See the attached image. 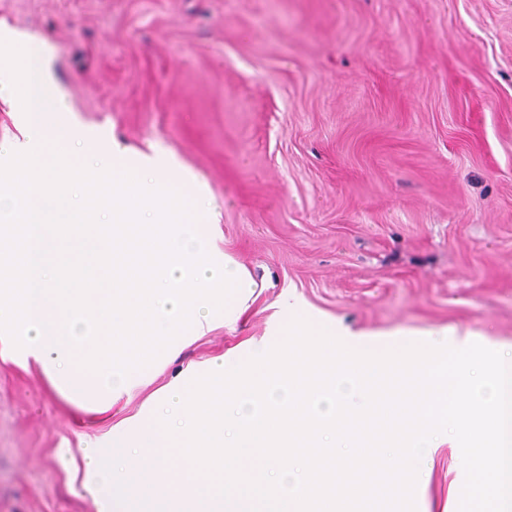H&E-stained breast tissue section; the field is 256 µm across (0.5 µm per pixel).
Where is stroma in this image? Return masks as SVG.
Masks as SVG:
<instances>
[{
  "mask_svg": "<svg viewBox=\"0 0 512 512\" xmlns=\"http://www.w3.org/2000/svg\"><path fill=\"white\" fill-rule=\"evenodd\" d=\"M1 25L48 39L75 122L206 181L258 286L95 425L0 360V512H97L57 449L297 315L512 361V0H0ZM460 456L424 450L417 512H456Z\"/></svg>",
  "mask_w": 512,
  "mask_h": 512,
  "instance_id": "35a3bbf8",
  "label": "stroma"
}]
</instances>
